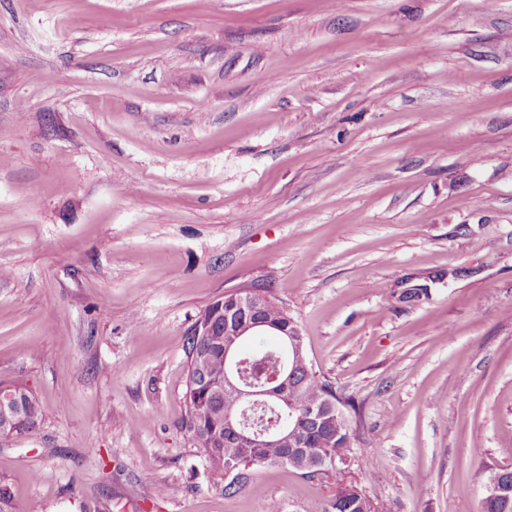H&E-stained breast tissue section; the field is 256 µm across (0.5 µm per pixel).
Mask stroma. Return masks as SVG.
I'll return each mask as SVG.
<instances>
[{
    "label": "stroma",
    "mask_w": 512,
    "mask_h": 512,
    "mask_svg": "<svg viewBox=\"0 0 512 512\" xmlns=\"http://www.w3.org/2000/svg\"><path fill=\"white\" fill-rule=\"evenodd\" d=\"M257 280L361 414L347 480L479 512L512 467V0H0L18 507L321 512L335 479L277 465L225 495L181 426L189 330ZM8 388L10 399H0V442H6L14 437L28 434L33 431L43 417V409L39 398L27 381L23 379L12 380L9 383H0Z\"/></svg>",
    "instance_id": "obj_1"
}]
</instances>
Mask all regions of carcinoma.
<instances>
[{
  "label": "carcinoma",
  "instance_id": "obj_1",
  "mask_svg": "<svg viewBox=\"0 0 512 512\" xmlns=\"http://www.w3.org/2000/svg\"><path fill=\"white\" fill-rule=\"evenodd\" d=\"M247 288H235L224 293L200 312L187 339L188 376L186 388V415L183 426L196 447L200 448L210 472L224 479V493L236 494L252 486L257 468L279 464L302 475L314 478L336 474V493L322 508V512H375L372 501L362 488L341 479L342 470L350 466V448L355 440L354 429L347 413L348 403L336 394L310 363L306 348L288 347L286 331H298L300 325L288 310L272 298H267L262 309L264 321L276 330L263 336H243L241 343H253V348L242 352L245 381L263 388L268 378L282 367H290L293 375L288 396L296 403L294 428L277 441L264 443L253 451L249 467L240 465L244 446L239 438L224 429V417L239 415L245 404L238 389L223 386L224 343L232 337L224 335V314L231 312L237 319L245 318ZM9 389L11 397L0 400V442L33 431L43 417L39 398L23 379L0 383ZM333 402L337 412L328 415L316 426L308 420L313 408H324ZM249 421L257 428L277 423L285 413L270 405L248 411ZM480 512H512L497 496L490 484H485Z\"/></svg>",
  "mask_w": 512,
  "mask_h": 512
}]
</instances>
